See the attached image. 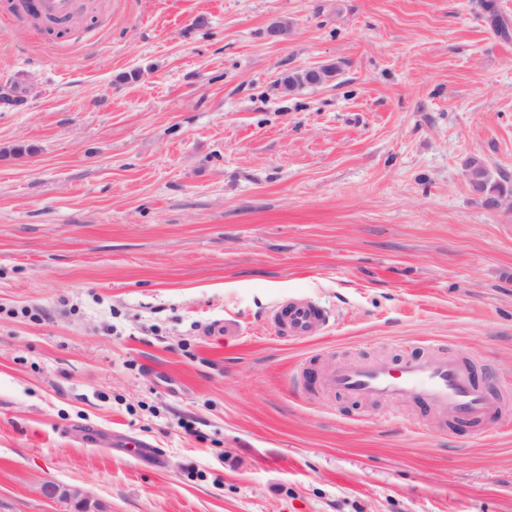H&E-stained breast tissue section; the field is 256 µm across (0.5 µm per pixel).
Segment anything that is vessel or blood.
Wrapping results in <instances>:
<instances>
[{"mask_svg":"<svg viewBox=\"0 0 512 512\" xmlns=\"http://www.w3.org/2000/svg\"><path fill=\"white\" fill-rule=\"evenodd\" d=\"M43 16L74 17L88 9L87 0H32ZM330 310L308 298L271 308L266 322L276 335L294 340L331 327ZM329 393L362 401L409 398L433 410L473 423L492 422L503 412L472 368L456 358L420 355L400 363L343 364L321 378Z\"/></svg>","mask_w":512,"mask_h":512,"instance_id":"vessel-or-blood-1","label":"vessel or blood"}]
</instances>
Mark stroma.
<instances>
[{"mask_svg":"<svg viewBox=\"0 0 512 512\" xmlns=\"http://www.w3.org/2000/svg\"><path fill=\"white\" fill-rule=\"evenodd\" d=\"M0 85V512H512V0H0ZM420 353L502 418L301 384ZM32 7L42 16L75 17L88 9V0H30ZM314 69H308L303 71H296L286 75L282 82L286 89L292 91L297 88H301L309 85H318L328 80L332 74L336 72L335 67H321L320 74L315 75L313 78H309L304 75V71L308 72ZM465 172L473 190L484 198V203L495 205L500 196L512 194V189L506 188L497 180V175L492 170L488 171L486 166L477 159L470 160L465 166ZM505 200L497 202L501 206ZM332 321V313L328 308L308 298L276 305L266 316V322L276 336L294 340L313 336L320 328H330ZM41 492L48 498L61 499L67 502L74 503L78 512H99L100 507L98 503L92 502L85 494L78 488L56 483H43L41 485Z\"/></svg>","mask_w":512,"mask_h":512,"instance_id":"1","label":"stroma"}]
</instances>
